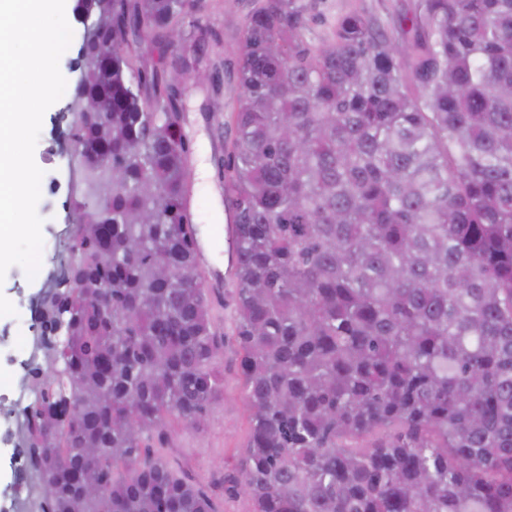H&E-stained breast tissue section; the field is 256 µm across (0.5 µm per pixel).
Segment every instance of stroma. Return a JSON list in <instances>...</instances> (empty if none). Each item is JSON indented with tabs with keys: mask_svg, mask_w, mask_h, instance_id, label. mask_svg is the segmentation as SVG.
Returning a JSON list of instances; mask_svg holds the SVG:
<instances>
[{
	"mask_svg": "<svg viewBox=\"0 0 512 512\" xmlns=\"http://www.w3.org/2000/svg\"><path fill=\"white\" fill-rule=\"evenodd\" d=\"M250 0H206L202 11L189 13L182 21L185 56L199 57L204 79H175L182 106V130L190 144L187 156V210L198 229L202 252V276L210 309L212 330L217 341L215 369L222 381L223 394L206 423L188 429L177 420H169L161 434L149 441L152 454L165 459L170 467L191 479L210 499L214 512H251L247 497L227 491L225 474L236 470L250 434L242 376L240 348L235 337L234 293L224 278V111L213 108L218 97L236 94L235 59L224 58L219 78L209 75L210 60L222 53L224 45L235 43L241 31ZM308 39L318 43L329 21L340 14L357 10L371 16L387 36L400 37L399 19L415 7V0H309ZM82 28L73 25L69 47L59 61L67 89L44 114L34 160L42 170L41 197L37 213L42 220L44 241L61 243L66 225L75 223V214L64 206L67 176L52 157L69 150L65 132L67 121L60 115L72 97L76 76L70 66L77 57ZM45 279L27 276L24 268L10 267L0 282V333L8 334L18 300H30Z\"/></svg>",
	"mask_w": 512,
	"mask_h": 512,
	"instance_id": "35a3bbf8",
	"label": "stroma"
}]
</instances>
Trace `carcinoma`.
<instances>
[{
	"instance_id": "1",
	"label": "carcinoma",
	"mask_w": 512,
	"mask_h": 512,
	"mask_svg": "<svg viewBox=\"0 0 512 512\" xmlns=\"http://www.w3.org/2000/svg\"><path fill=\"white\" fill-rule=\"evenodd\" d=\"M251 4L225 105L233 483L252 512H512V0H417L403 39L351 12L318 48L301 0ZM81 7L68 137L100 187L67 201L16 457L44 512H214L145 446L222 396L164 75L196 69L177 25L204 0Z\"/></svg>"
}]
</instances>
